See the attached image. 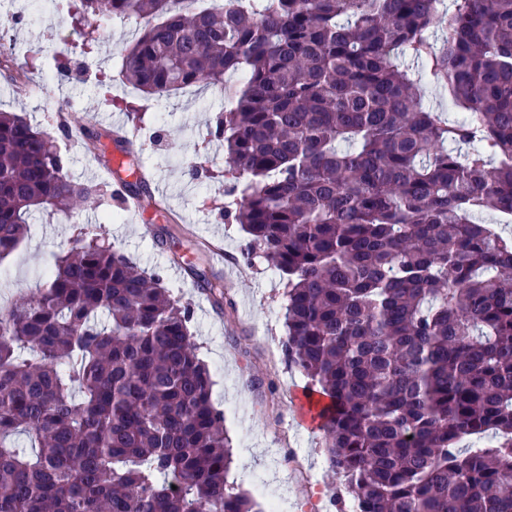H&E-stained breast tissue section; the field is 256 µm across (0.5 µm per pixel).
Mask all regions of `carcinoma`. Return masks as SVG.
<instances>
[{
    "instance_id": "carcinoma-1",
    "label": "carcinoma",
    "mask_w": 512,
    "mask_h": 512,
    "mask_svg": "<svg viewBox=\"0 0 512 512\" xmlns=\"http://www.w3.org/2000/svg\"><path fill=\"white\" fill-rule=\"evenodd\" d=\"M441 2L73 4L136 22L120 78L146 95L240 75L210 129L247 180L224 218L286 276L283 352L330 401L327 461L355 512H512V238L484 221L512 218V0H451L442 22ZM406 56L476 120L424 107ZM79 134L139 169L125 135ZM99 188L0 111V260L34 211ZM191 318L83 232L37 296L0 310V512H254L227 484ZM485 434L492 447L463 445Z\"/></svg>"
}]
</instances>
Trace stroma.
I'll return each mask as SVG.
<instances>
[{
  "mask_svg": "<svg viewBox=\"0 0 512 512\" xmlns=\"http://www.w3.org/2000/svg\"><path fill=\"white\" fill-rule=\"evenodd\" d=\"M9 7L26 16L25 24L9 31L15 48L9 63L28 69L32 84L25 89L0 76V111L24 114L53 133V117L66 102L94 111L99 131L114 122L126 124V105L136 106L146 126L161 131L155 141L141 132L136 138L141 162L163 187L168 209L146 206L137 224L116 200L103 196L70 216L35 214L20 248L0 261V302L19 293L34 295L55 255L71 247L79 229L103 235L141 267L159 273L175 299L190 304L192 339L213 371L212 402L223 411L232 439L229 484L258 501L276 497L287 512H302L301 503L314 496L319 512H345L351 499L328 465L325 435L304 429L293 404L294 390L306 387L307 380L281 350L284 283L261 254L246 255L244 231L222 212L230 188L223 178L224 145L208 130L225 107L223 96L209 87L156 98L124 85L117 46L133 37L127 22L99 21L103 37L87 54L66 2L53 23L36 0H11ZM62 53L83 65V76L54 80L55 59ZM196 164L201 171L193 180L188 171ZM163 227L171 236L161 248L153 232ZM216 243L222 244L225 261L215 258ZM194 267L223 282L228 299L223 310L198 287L190 273Z\"/></svg>",
  "mask_w": 512,
  "mask_h": 512,
  "instance_id": "stroma-1",
  "label": "stroma"
}]
</instances>
